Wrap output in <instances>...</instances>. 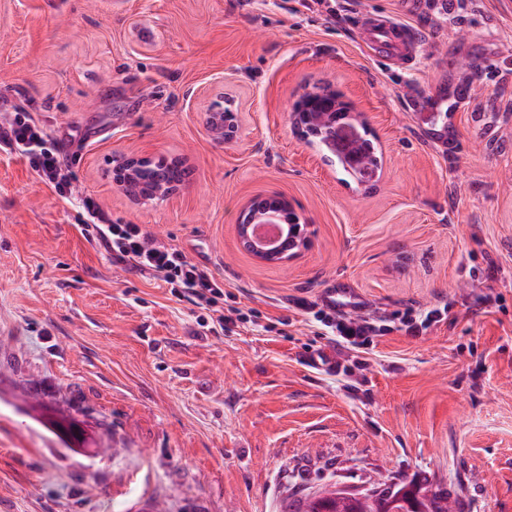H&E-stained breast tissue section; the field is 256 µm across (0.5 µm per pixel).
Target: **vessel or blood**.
I'll use <instances>...</instances> for the list:
<instances>
[{"label": "vessel or blood", "mask_w": 512, "mask_h": 512, "mask_svg": "<svg viewBox=\"0 0 512 512\" xmlns=\"http://www.w3.org/2000/svg\"><path fill=\"white\" fill-rule=\"evenodd\" d=\"M358 43L375 61L396 68L412 67L418 54V36L414 29L387 12H362ZM419 126L426 140L432 143L446 139L454 130L439 109L422 114ZM324 298L346 313L362 310L355 288L342 281L328 289Z\"/></svg>", "instance_id": "1"}]
</instances>
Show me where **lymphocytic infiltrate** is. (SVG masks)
Here are the masks:
<instances>
[{"label": "lymphocytic infiltrate", "mask_w": 512, "mask_h": 512, "mask_svg": "<svg viewBox=\"0 0 512 512\" xmlns=\"http://www.w3.org/2000/svg\"><path fill=\"white\" fill-rule=\"evenodd\" d=\"M0 148L26 159L38 178L59 195L69 193L71 182L66 161L31 113H15L7 125L0 126ZM84 207L88 218L80 229L86 240L103 248L113 261L164 282L173 297L206 310L213 323H226L223 280L190 261L177 247L150 237L141 225L107 220L93 199H85ZM295 305L329 329L342 346L366 352L371 350L376 337L394 331L418 335L447 322L449 312L448 305L443 303L418 314L409 311L394 319L381 320L351 318L331 305L315 304L304 298L296 299Z\"/></svg>", "instance_id": "f902f5d3"}]
</instances>
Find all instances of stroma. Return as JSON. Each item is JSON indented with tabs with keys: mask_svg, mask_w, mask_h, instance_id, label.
I'll list each match as a JSON object with an SVG mask.
<instances>
[{
	"mask_svg": "<svg viewBox=\"0 0 512 512\" xmlns=\"http://www.w3.org/2000/svg\"><path fill=\"white\" fill-rule=\"evenodd\" d=\"M405 21L419 52L393 72L354 14L328 25L297 0H0V124L33 112L71 175L60 197L0 150V512H284L295 492L377 478L512 512V0H419ZM323 83L367 121L371 184L292 124ZM435 85L468 92L440 146L415 121ZM228 95L241 122L218 141L204 117ZM119 154L180 156L193 175L138 205L112 182ZM273 193L309 240L282 265L236 235ZM89 197L207 267L241 320L200 326L88 242ZM338 280L367 316L445 301L449 319L346 349L293 305ZM322 348L340 370L309 364ZM52 417L79 421L82 450Z\"/></svg>",
	"mask_w": 512,
	"mask_h": 512,
	"instance_id": "1",
	"label": "stroma"
}]
</instances>
